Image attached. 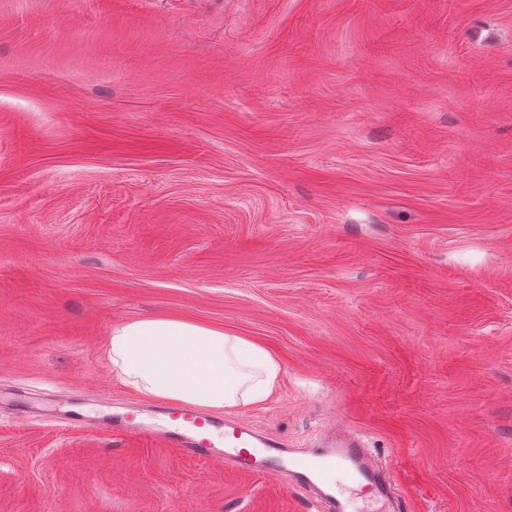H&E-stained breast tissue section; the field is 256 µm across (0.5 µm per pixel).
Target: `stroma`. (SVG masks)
<instances>
[{"label": "stroma", "mask_w": 512, "mask_h": 512, "mask_svg": "<svg viewBox=\"0 0 512 512\" xmlns=\"http://www.w3.org/2000/svg\"><path fill=\"white\" fill-rule=\"evenodd\" d=\"M150 315L276 356L288 447L512 512V0H0V512H317L101 428Z\"/></svg>", "instance_id": "obj_1"}]
</instances>
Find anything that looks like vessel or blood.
I'll return each instance as SVG.
<instances>
[{
    "mask_svg": "<svg viewBox=\"0 0 512 512\" xmlns=\"http://www.w3.org/2000/svg\"><path fill=\"white\" fill-rule=\"evenodd\" d=\"M112 435L170 448L180 455L224 466L239 474L286 473L290 483L312 494L323 512H350V495L390 501L392 484L369 457L359 436L313 451L287 448L254 425L177 406L161 407L156 422L126 413L104 422Z\"/></svg>",
    "mask_w": 512,
    "mask_h": 512,
    "instance_id": "b4317fda",
    "label": "vessel or blood"
}]
</instances>
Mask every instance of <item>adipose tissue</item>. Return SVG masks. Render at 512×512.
Returning a JSON list of instances; mask_svg holds the SVG:
<instances>
[{"label":"adipose tissue","instance_id":"adipose-tissue-1","mask_svg":"<svg viewBox=\"0 0 512 512\" xmlns=\"http://www.w3.org/2000/svg\"><path fill=\"white\" fill-rule=\"evenodd\" d=\"M108 358L113 374L144 396L213 410L265 402L281 371L259 343L179 317L114 326Z\"/></svg>","mask_w":512,"mask_h":512}]
</instances>
